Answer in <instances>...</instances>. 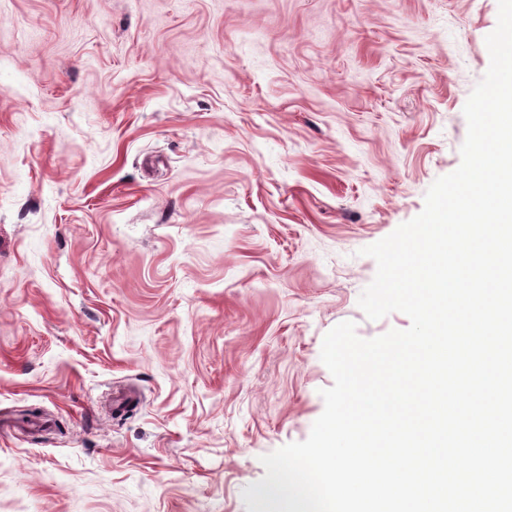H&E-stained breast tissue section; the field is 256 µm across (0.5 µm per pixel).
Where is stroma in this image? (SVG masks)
<instances>
[{
    "instance_id": "35a3bbf8",
    "label": "stroma",
    "mask_w": 512,
    "mask_h": 512,
    "mask_svg": "<svg viewBox=\"0 0 512 512\" xmlns=\"http://www.w3.org/2000/svg\"><path fill=\"white\" fill-rule=\"evenodd\" d=\"M498 0H0V512H247L363 248L455 171ZM138 399L120 418L114 391Z\"/></svg>"
}]
</instances>
